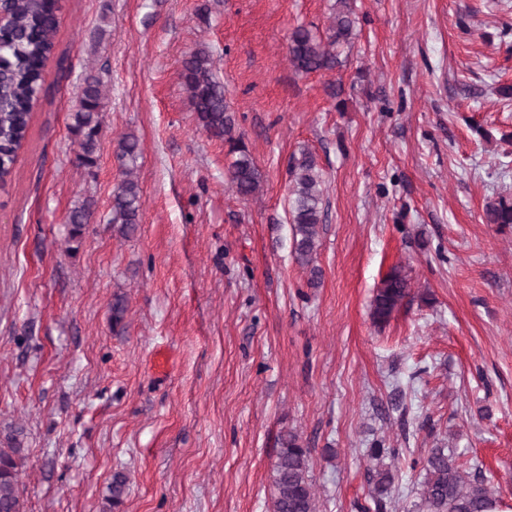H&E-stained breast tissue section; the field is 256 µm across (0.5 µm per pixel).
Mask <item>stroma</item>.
Listing matches in <instances>:
<instances>
[{
  "mask_svg": "<svg viewBox=\"0 0 512 512\" xmlns=\"http://www.w3.org/2000/svg\"><path fill=\"white\" fill-rule=\"evenodd\" d=\"M330 0H62L57 59L0 187V425L26 429L27 512H269L277 437L310 450L318 512H418L430 449L480 466L512 506V0H354L346 66L303 75L300 25ZM205 49L261 173L230 188L223 143L180 78ZM103 77L99 161L77 167L70 114ZM135 134L140 224L107 222ZM322 172L319 287L291 253L288 164ZM95 202L82 245L69 210ZM411 296L370 306L392 266ZM127 298L122 332L113 294ZM485 214L489 224H512V200L500 198L489 202ZM394 450L385 448L382 441H376L373 443L372 448H369L367 457L370 462H374L373 468L369 469V480H375L374 494L372 496L375 508L378 512H382L386 509L385 494L387 487L391 484L390 472L386 469H381L382 460L385 456L391 455Z\"/></svg>",
  "mask_w": 512,
  "mask_h": 512,
  "instance_id": "obj_1",
  "label": "stroma"
}]
</instances>
